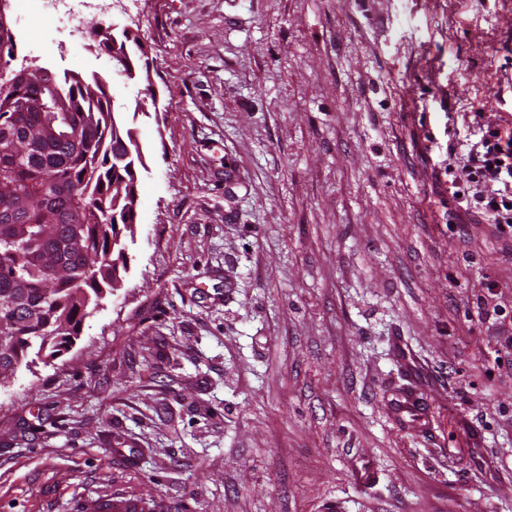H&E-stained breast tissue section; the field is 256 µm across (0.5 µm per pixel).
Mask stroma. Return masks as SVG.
<instances>
[{
	"label": "stroma",
	"instance_id": "1",
	"mask_svg": "<svg viewBox=\"0 0 512 512\" xmlns=\"http://www.w3.org/2000/svg\"><path fill=\"white\" fill-rule=\"evenodd\" d=\"M5 12L145 165L121 287L0 387V512H512V240L446 174L512 132V0H110L132 80ZM409 382V389L402 394L399 404L404 412L414 417L420 418L422 421L425 419V403L424 398L418 389L416 376L413 372L408 371L407 379ZM81 512H139L142 510L138 499L112 494L108 490L81 500Z\"/></svg>",
	"mask_w": 512,
	"mask_h": 512
}]
</instances>
